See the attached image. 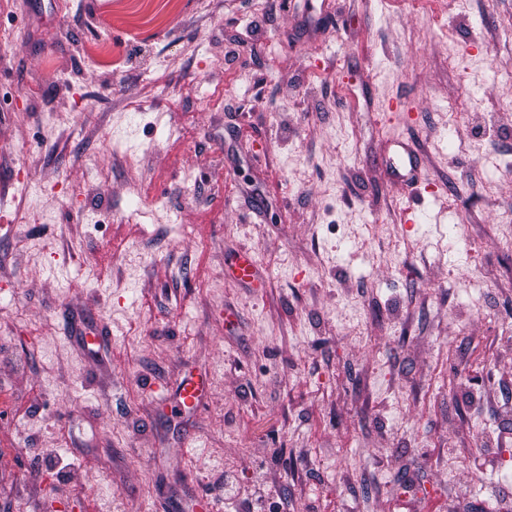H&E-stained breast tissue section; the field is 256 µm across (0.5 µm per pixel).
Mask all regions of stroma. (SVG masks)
Masks as SVG:
<instances>
[{
    "label": "stroma",
    "instance_id": "obj_1",
    "mask_svg": "<svg viewBox=\"0 0 512 512\" xmlns=\"http://www.w3.org/2000/svg\"><path fill=\"white\" fill-rule=\"evenodd\" d=\"M2 33L0 512H242L227 474L512 512V0H0Z\"/></svg>",
    "mask_w": 512,
    "mask_h": 512
}]
</instances>
